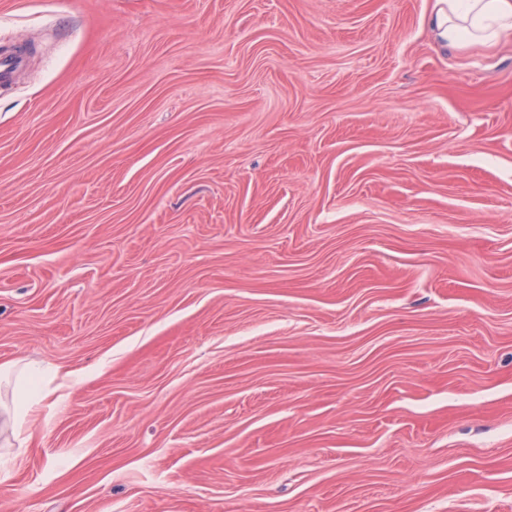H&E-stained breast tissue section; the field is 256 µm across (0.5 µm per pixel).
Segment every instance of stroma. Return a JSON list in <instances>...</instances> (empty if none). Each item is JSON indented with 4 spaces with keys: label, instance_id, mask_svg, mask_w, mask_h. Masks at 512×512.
<instances>
[{
    "label": "stroma",
    "instance_id": "stroma-1",
    "mask_svg": "<svg viewBox=\"0 0 512 512\" xmlns=\"http://www.w3.org/2000/svg\"><path fill=\"white\" fill-rule=\"evenodd\" d=\"M437 0H0V512H512V40ZM432 27L451 46H490L512 38L511 0H437ZM42 372L43 368L37 365H26L19 371V384L13 401V411L9 418L16 430L23 427L27 418L43 398L42 388L39 384Z\"/></svg>",
    "mask_w": 512,
    "mask_h": 512
}]
</instances>
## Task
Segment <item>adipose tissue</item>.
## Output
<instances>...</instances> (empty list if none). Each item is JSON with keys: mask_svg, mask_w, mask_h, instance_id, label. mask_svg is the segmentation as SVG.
<instances>
[{"mask_svg": "<svg viewBox=\"0 0 512 512\" xmlns=\"http://www.w3.org/2000/svg\"><path fill=\"white\" fill-rule=\"evenodd\" d=\"M432 27L452 46H490L512 38V0H438ZM42 367L28 365L19 372V384L10 421L22 428L43 398L39 384Z\"/></svg>", "mask_w": 512, "mask_h": 512, "instance_id": "ef3b65f1", "label": "adipose tissue"}]
</instances>
